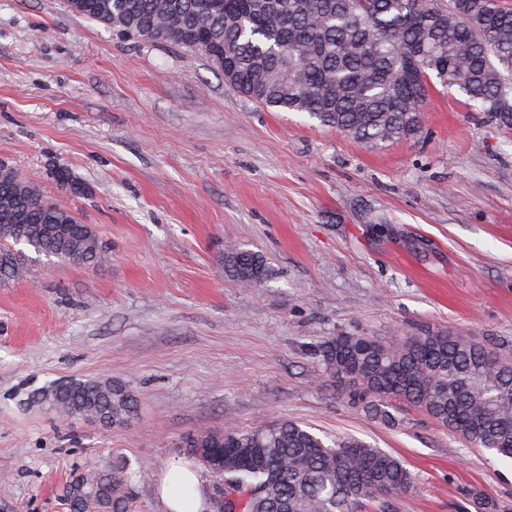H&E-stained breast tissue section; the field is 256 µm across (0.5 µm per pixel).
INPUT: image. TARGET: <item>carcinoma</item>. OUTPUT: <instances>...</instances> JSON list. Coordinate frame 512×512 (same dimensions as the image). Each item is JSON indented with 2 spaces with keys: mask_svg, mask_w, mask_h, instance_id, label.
<instances>
[{
  "mask_svg": "<svg viewBox=\"0 0 512 512\" xmlns=\"http://www.w3.org/2000/svg\"><path fill=\"white\" fill-rule=\"evenodd\" d=\"M71 12L130 39L174 43L209 58L259 104L304 112L351 140L377 147L414 136L432 79L457 86L500 126L512 127V9L500 0H68ZM31 247L70 264L99 266L96 228L44 198L0 165V283L24 276ZM263 257L229 244L224 273L261 281ZM323 365L394 419L390 402L417 404L473 445L512 459V363L462 334L340 335L319 349ZM37 402L103 428L122 423L134 395L110 381L58 383ZM188 456L213 485L239 497L224 512H354L364 499L413 487L403 461L358 440L325 443L293 421L262 429L192 434ZM144 478L115 457L71 482L67 512H134Z\"/></svg>",
  "mask_w": 512,
  "mask_h": 512,
  "instance_id": "obj_1",
  "label": "carcinoma"
}]
</instances>
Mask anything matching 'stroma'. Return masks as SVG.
<instances>
[{
    "instance_id": "35a3bbf8",
    "label": "stroma",
    "mask_w": 512,
    "mask_h": 512,
    "mask_svg": "<svg viewBox=\"0 0 512 512\" xmlns=\"http://www.w3.org/2000/svg\"><path fill=\"white\" fill-rule=\"evenodd\" d=\"M414 137L359 144L265 107L198 52L145 43L66 0H0V162L94 225L77 267L26 251L0 286V512H63L69 482L120 452L146 474L136 512L186 435L296 421L402 459L411 490L356 512H512V460L418 408L396 423L354 403L319 347L464 333L512 359V130L434 85ZM66 165L83 190L53 177ZM266 276L224 273V247ZM109 380L134 414L105 430L35 403ZM266 272L265 261L256 252L229 244L224 250V273L246 282H261Z\"/></svg>"
}]
</instances>
